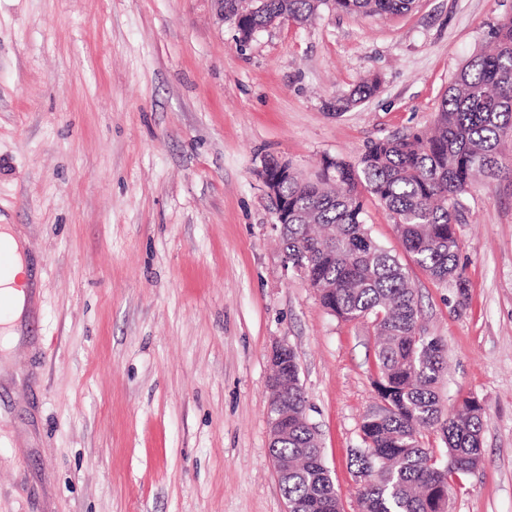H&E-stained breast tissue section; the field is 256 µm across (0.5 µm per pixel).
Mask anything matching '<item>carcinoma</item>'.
<instances>
[{
  "label": "carcinoma",
  "mask_w": 512,
  "mask_h": 512,
  "mask_svg": "<svg viewBox=\"0 0 512 512\" xmlns=\"http://www.w3.org/2000/svg\"><path fill=\"white\" fill-rule=\"evenodd\" d=\"M414 0H266L249 12L242 0H224V20L245 36L272 21L305 25L325 10L383 16L412 8ZM376 76L336 98L343 112L377 91ZM512 142V16L500 20L489 48L470 59L441 99L430 130L372 141L354 163L326 158L320 174L302 179L288 172L279 182L288 199L282 249L310 254L308 276L322 305L343 321L372 319L378 336L375 379L382 406L364 416L357 470L383 457L389 468L360 493L363 512H433L432 497L482 460L485 415L473 397L442 416L437 385L447 369L443 342L425 333L414 286L399 257L378 244L364 221L363 193L392 215L401 244L438 283L468 284L459 268L456 224L463 199L479 175L505 171L503 149ZM288 435L270 448L279 486L291 512H329L334 497L330 470L319 458L318 434L306 419L296 355L288 353ZM438 425L445 443L437 460L424 446V431Z\"/></svg>",
  "instance_id": "1"
}]
</instances>
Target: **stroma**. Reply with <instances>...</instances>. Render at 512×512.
Returning a JSON list of instances; mask_svg holds the SVG:
<instances>
[{"label":"stroma","mask_w":512,"mask_h":512,"mask_svg":"<svg viewBox=\"0 0 512 512\" xmlns=\"http://www.w3.org/2000/svg\"><path fill=\"white\" fill-rule=\"evenodd\" d=\"M512 0L323 12L239 43L212 0H0V225L37 286L0 349V512H287L269 453V354L294 350L342 512L379 402L371 320L344 322L283 261L265 159L315 178L431 128ZM378 91L338 114V94ZM456 231L468 300L403 251L443 413L475 397L482 463L449 512H512V175L475 183Z\"/></svg>","instance_id":"obj_1"}]
</instances>
